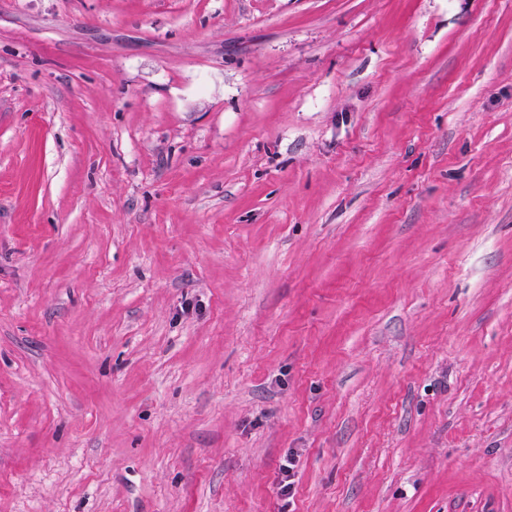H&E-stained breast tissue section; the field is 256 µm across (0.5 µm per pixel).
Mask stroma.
Returning <instances> with one entry per match:
<instances>
[{
  "instance_id": "obj_1",
  "label": "stroma",
  "mask_w": 512,
  "mask_h": 512,
  "mask_svg": "<svg viewBox=\"0 0 512 512\" xmlns=\"http://www.w3.org/2000/svg\"><path fill=\"white\" fill-rule=\"evenodd\" d=\"M0 512H512V0H0Z\"/></svg>"
}]
</instances>
